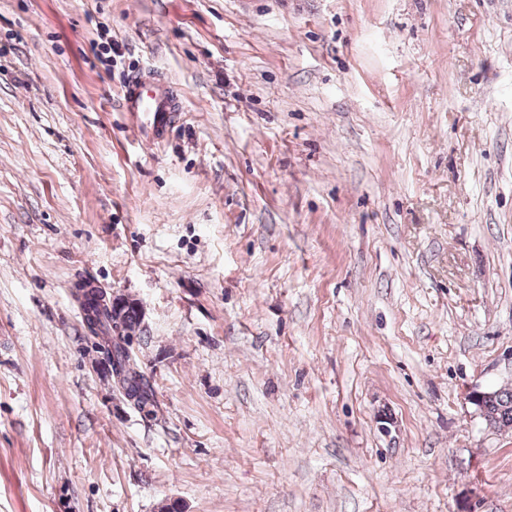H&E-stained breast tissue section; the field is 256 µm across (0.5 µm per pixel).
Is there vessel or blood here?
<instances>
[{
    "label": "vessel or blood",
    "instance_id": "b4317fda",
    "mask_svg": "<svg viewBox=\"0 0 512 512\" xmlns=\"http://www.w3.org/2000/svg\"><path fill=\"white\" fill-rule=\"evenodd\" d=\"M121 109L130 113L146 138L160 142L175 127L181 110L177 88L149 74L134 73L121 87Z\"/></svg>",
    "mask_w": 512,
    "mask_h": 512
}]
</instances>
